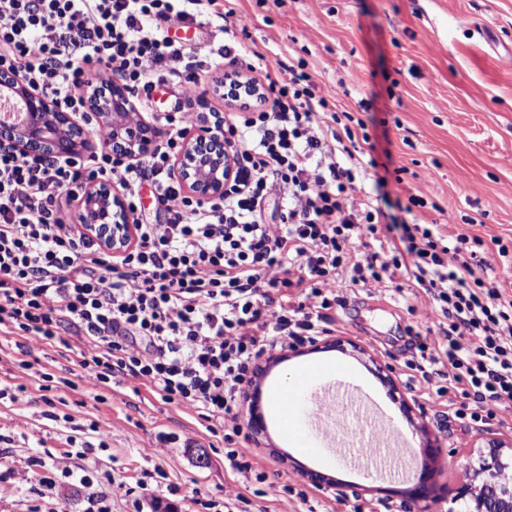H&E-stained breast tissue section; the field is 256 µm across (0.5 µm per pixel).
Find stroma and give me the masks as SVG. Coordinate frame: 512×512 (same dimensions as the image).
<instances>
[{
  "instance_id": "obj_1",
  "label": "stroma",
  "mask_w": 512,
  "mask_h": 512,
  "mask_svg": "<svg viewBox=\"0 0 512 512\" xmlns=\"http://www.w3.org/2000/svg\"><path fill=\"white\" fill-rule=\"evenodd\" d=\"M237 25L246 27L252 50L284 62L316 64L330 107L366 124L378 163L404 168L405 195L422 197L425 207L387 211L405 221L448 225L451 232L479 237L483 273L500 276L496 239L512 240V0H228ZM170 36L205 54L223 45L211 24L165 21ZM247 73L245 61L219 60L198 84L162 86L152 109L162 112L175 100L222 113L231 107L212 87L226 71ZM342 305L333 311L329 333L283 350V360L260 380L262 394L285 375L331 356L347 365L354 383L373 398L398 429L413 439L407 455L437 446L432 462L438 501L427 512H464L452 503L455 488L468 479L487 434L512 437V409L481 422L455 417L456 390L438 394L445 378L424 379L417 369L418 344L433 343V305L404 278L339 289ZM352 341V348L324 351L326 339ZM15 336L0 332V389L16 399H0V433L10 436L17 467L71 455L74 472L110 476L112 512H134L132 490L147 482L177 512H205L194 503L199 489L222 512V490L232 485L246 497L245 512H283L277 490L298 494L294 512H426L406 495L410 472L383 481L354 467L350 456L321 449L306 436L312 455L300 454L273 430L244 441L247 458L266 472L267 483H245L224 465V437L211 434L198 413L165 403L149 387L113 380L95 395L81 376L78 352H37V370L20 367ZM390 365L393 385L377 366ZM60 380L43 392L36 372ZM25 393H17V386ZM105 447L81 458L82 442L98 432ZM192 446H185V438ZM164 451L154 456L150 447ZM206 464H199V457ZM314 470L328 482L316 487L301 473Z\"/></svg>"
}]
</instances>
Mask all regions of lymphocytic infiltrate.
<instances>
[{
    "instance_id": "f902f5d3",
    "label": "lymphocytic infiltrate",
    "mask_w": 512,
    "mask_h": 512,
    "mask_svg": "<svg viewBox=\"0 0 512 512\" xmlns=\"http://www.w3.org/2000/svg\"><path fill=\"white\" fill-rule=\"evenodd\" d=\"M173 15L191 24L225 17L221 0H0V70L81 119L83 90L107 91L115 78L146 105L158 85L197 82L204 67L168 36ZM255 58L259 96L223 90L236 107L224 119L235 175L220 202L184 194L174 175L197 119L187 103L153 114L165 136L139 160L107 146L73 158L0 146V326L21 337L24 355L63 344L61 328H75L90 389L120 377L199 412L210 432H223L229 468L259 483L266 473L233 445L253 366L323 333L344 285L405 276L440 319L422 363L447 364L470 419L512 406V266L487 280L467 256V235L388 224L380 203L403 179L346 162L353 118L329 111L317 67ZM95 179L118 184L133 213L150 184L165 223L138 225L134 248L105 253L63 208ZM272 197L275 224L264 216ZM382 229L380 251L355 258Z\"/></svg>"
}]
</instances>
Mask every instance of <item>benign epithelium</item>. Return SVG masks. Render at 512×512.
I'll return each instance as SVG.
<instances>
[{
	"label": "benign epithelium",
	"mask_w": 512,
	"mask_h": 512,
	"mask_svg": "<svg viewBox=\"0 0 512 512\" xmlns=\"http://www.w3.org/2000/svg\"><path fill=\"white\" fill-rule=\"evenodd\" d=\"M9 95L23 104L24 112L14 123L0 119V140L7 139L21 152L54 157L76 155L93 147L92 126L72 113L58 108L43 94L25 85L9 71L0 72V97ZM86 109L95 116V126L108 132L112 154L123 159H139L149 155L155 145V126L132 119L135 104L121 84L111 85L104 96L90 95ZM224 126L220 112L200 113L198 123L186 132L183 148L176 159V174L187 190L210 201L224 197V183L234 174L233 155L219 129ZM75 224L78 230L95 240L103 250L122 253L132 247L136 235L123 200L112 184L92 181L77 205ZM254 436L264 431L263 419L256 405L245 413ZM440 449L431 445L423 449L421 476L411 492V499L428 506L434 495L433 470L427 460L434 459ZM467 503V512H512V442L499 437L485 440L479 464L472 469L471 479L455 489L452 501Z\"/></svg>",
	"instance_id": "7a95c632"
}]
</instances>
